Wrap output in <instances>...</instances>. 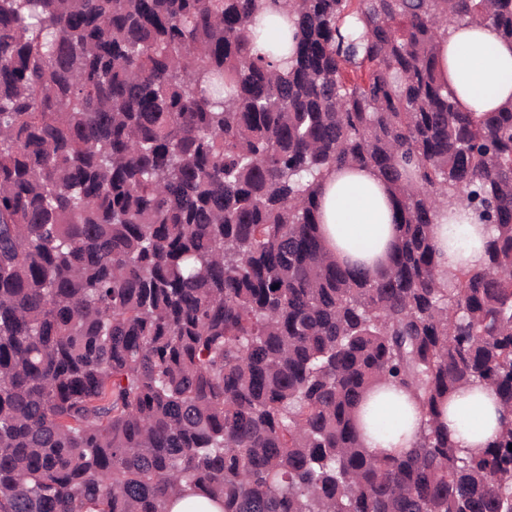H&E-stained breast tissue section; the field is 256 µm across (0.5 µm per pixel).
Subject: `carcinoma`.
<instances>
[{
  "label": "carcinoma",
  "mask_w": 512,
  "mask_h": 512,
  "mask_svg": "<svg viewBox=\"0 0 512 512\" xmlns=\"http://www.w3.org/2000/svg\"><path fill=\"white\" fill-rule=\"evenodd\" d=\"M466 20L512 40V0H0V512H512V100L440 80ZM344 165L399 199L374 279L318 234ZM455 203L491 237L447 276ZM389 383L422 423L378 456ZM473 385L504 422L462 455ZM502 410L495 393L485 386L460 389L442 407L441 424L463 454L485 448L499 433ZM170 512H222L221 508L200 496L187 495L176 499Z\"/></svg>",
  "instance_id": "1"
}]
</instances>
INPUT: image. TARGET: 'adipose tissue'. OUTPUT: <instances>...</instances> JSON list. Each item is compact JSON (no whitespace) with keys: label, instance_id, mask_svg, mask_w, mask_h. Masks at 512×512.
Returning a JSON list of instances; mask_svg holds the SVG:
<instances>
[{"label":"adipose tissue","instance_id":"obj_1","mask_svg":"<svg viewBox=\"0 0 512 512\" xmlns=\"http://www.w3.org/2000/svg\"><path fill=\"white\" fill-rule=\"evenodd\" d=\"M436 59L459 111L491 112L512 98V41L493 26L478 20L451 26L437 42ZM317 201L320 234L340 265L372 276L388 265L398 236V199L374 170L354 165L333 170ZM488 238L485 222L460 205L439 211L432 228L434 250L445 270L480 264ZM501 416L491 389L467 386L444 404L440 422L469 454L498 435ZM419 424L407 395L385 388L373 405L366 445L382 455L399 453L411 446Z\"/></svg>","mask_w":512,"mask_h":512}]
</instances>
